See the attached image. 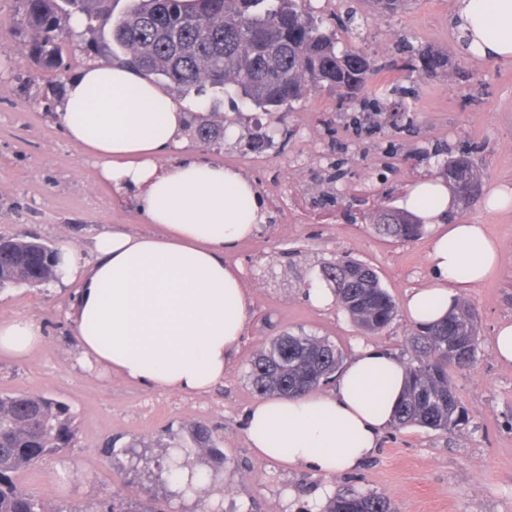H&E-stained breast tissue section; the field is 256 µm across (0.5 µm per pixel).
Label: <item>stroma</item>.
<instances>
[{
  "instance_id": "35a3bbf8",
  "label": "stroma",
  "mask_w": 512,
  "mask_h": 512,
  "mask_svg": "<svg viewBox=\"0 0 512 512\" xmlns=\"http://www.w3.org/2000/svg\"><path fill=\"white\" fill-rule=\"evenodd\" d=\"M310 7L338 41L378 65L364 104L313 91L289 112L287 135L264 145L269 116L243 108L234 95L213 108L180 103L187 117L209 115L227 127L223 142L211 146L185 132V150L244 171L270 218L225 255L243 270L252 321L222 387L189 397L103 375L79 360L64 315L67 289L52 283L0 291V319L31 314L46 329L44 344L26 359L0 360V391L62 401L79 428L75 447L22 477L51 507H93L118 491L139 512H322L329 497L354 490L386 495L397 512H512V366L493 353L498 325L512 319V211L488 210L483 200L451 216L485 225L502 253L500 274L461 294L475 305L479 327L474 367L453 377L469 416L464 430L387 428L358 471L333 476L261 459L248 445L244 415L257 398L249 363L278 336L303 331L348 356L360 344H378L411 361L406 299L428 283L432 231L397 242L380 235L370 217L382 206L401 208L415 180L439 177L435 148L470 151L485 195L512 185V62L478 60L458 46L453 0H412L396 13L374 11L364 0H311ZM421 49L447 54L446 74L429 80L403 70V58ZM64 59L62 76L37 70L22 41L0 35V236L32 233L82 251L102 229L147 226L131 197L117 196L67 140L57 118L69 80L109 59L79 40ZM340 257L373 267L394 298L397 316L382 333H361L340 304L319 309L308 300L307 288L323 284L322 265ZM200 425L224 452L223 461L196 462L202 484L221 479L207 497L184 490L163 458L167 447L194 446Z\"/></svg>"
}]
</instances>
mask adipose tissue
I'll use <instances>...</instances> for the list:
<instances>
[{"label": "adipose tissue", "instance_id": "adipose-tissue-1", "mask_svg": "<svg viewBox=\"0 0 512 512\" xmlns=\"http://www.w3.org/2000/svg\"><path fill=\"white\" fill-rule=\"evenodd\" d=\"M459 46L512 61V0H455ZM67 139L92 158L118 195H133L149 229L105 230L88 256L58 248L59 282L83 361L141 387L204 395L223 385L249 327V291L225 252L265 221L254 184L237 168L195 155L170 160L184 112L133 70L95 65L71 79L58 114ZM434 228L430 282L406 301L413 323L442 319L460 293L497 273L501 253L481 224H445L447 186L425 177L404 198ZM45 340L29 314L0 320V357L21 359ZM405 364L383 347L357 348L331 392L256 399L245 413L257 456L332 475L359 469L378 449L402 395Z\"/></svg>", "mask_w": 512, "mask_h": 512}]
</instances>
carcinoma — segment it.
Wrapping results in <instances>:
<instances>
[{"label":"carcinoma","mask_w":512,"mask_h":512,"mask_svg":"<svg viewBox=\"0 0 512 512\" xmlns=\"http://www.w3.org/2000/svg\"><path fill=\"white\" fill-rule=\"evenodd\" d=\"M307 0H128L116 14L112 0H16L9 31L33 32L26 59L43 69L63 68V46L83 32L95 35L91 50L115 63L153 76L195 102L205 94L216 101L234 91L242 103L268 114L293 108L324 86L342 101L358 100L378 71L362 51L338 49L336 34L307 8ZM428 78L448 69V58L433 50L408 62ZM203 142L224 139V124L206 121L195 130ZM448 185L462 206L479 197L481 180L464 153L445 162ZM379 233L409 240L424 225L396 208L375 217ZM337 301L352 322L367 333L390 326L397 307L368 265L341 259L322 268ZM57 280L56 248L36 236L0 238V291L39 287ZM412 362L393 426H417L444 433L468 423V414L448 369L470 370L476 362L478 326L470 303L455 306L441 321L415 329ZM343 352L326 338L283 334L257 353L248 379L262 395L294 397L334 380ZM195 448L167 453L168 470L192 469L199 451L221 457L209 431L199 426ZM77 428L70 408L40 393L0 392V512H91L87 508L49 507L28 489L20 475L75 446ZM102 512H137L116 493ZM322 512H397L377 493L344 492L329 498Z\"/></svg>","instance_id":"carcinoma-1"}]
</instances>
